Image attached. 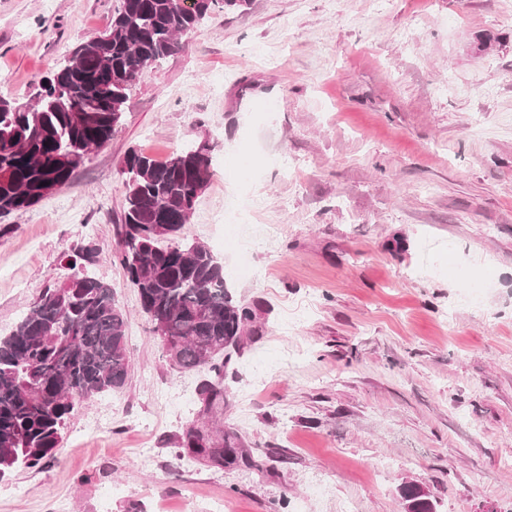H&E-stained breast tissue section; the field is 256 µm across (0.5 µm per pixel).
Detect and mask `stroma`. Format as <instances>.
<instances>
[{
  "label": "stroma",
  "instance_id": "35a3bbf8",
  "mask_svg": "<svg viewBox=\"0 0 512 512\" xmlns=\"http://www.w3.org/2000/svg\"><path fill=\"white\" fill-rule=\"evenodd\" d=\"M120 0H0V95L101 34ZM209 144L188 239L260 330L227 369L221 430L254 463L178 458L206 421L112 253L121 162ZM251 208L277 225L232 275ZM129 314L123 390L78 403L55 459L0 478V512H512V0H243L132 86L72 182L0 220V334L86 242ZM485 281L469 305L470 276ZM173 397L157 398L158 388ZM109 426L81 428L101 412ZM402 498L405 499L410 512H437L435 504L430 500L427 494H421L416 484L405 483L401 487ZM405 503V512H408Z\"/></svg>",
  "mask_w": 512,
  "mask_h": 512
}]
</instances>
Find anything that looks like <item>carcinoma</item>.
I'll use <instances>...</instances> for the list:
<instances>
[{
    "mask_svg": "<svg viewBox=\"0 0 512 512\" xmlns=\"http://www.w3.org/2000/svg\"><path fill=\"white\" fill-rule=\"evenodd\" d=\"M240 0H121L102 35L77 46L67 63L44 78L35 102L0 97V217L26 210L54 186L71 182L122 121L128 91L141 71L179 50V36L216 9ZM209 146L186 147L158 161L128 151L125 207L113 257L135 288L154 336L176 343L170 365L206 371L205 411L224 407V369L254 327L251 306L225 286L224 267L199 241L179 238L211 176ZM99 248L88 243L68 256L72 274L46 289L8 336H0V476L54 458L76 404L126 385L130 359L127 315L112 285L90 268ZM201 428L178 438L177 456L225 466L252 463L239 437L226 433L199 446ZM409 512H437L416 485L401 487Z\"/></svg>",
    "mask_w": 512,
    "mask_h": 512,
    "instance_id": "obj_1",
    "label": "carcinoma"
}]
</instances>
